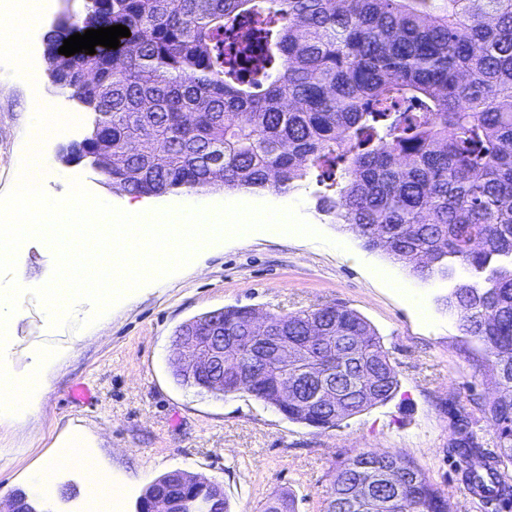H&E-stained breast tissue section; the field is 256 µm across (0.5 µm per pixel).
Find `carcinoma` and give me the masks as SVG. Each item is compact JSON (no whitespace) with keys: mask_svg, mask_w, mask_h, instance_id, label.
<instances>
[{"mask_svg":"<svg viewBox=\"0 0 512 512\" xmlns=\"http://www.w3.org/2000/svg\"><path fill=\"white\" fill-rule=\"evenodd\" d=\"M122 24L130 36L95 54L63 40ZM60 93L93 114L95 135L70 145L118 160L102 175L130 194L221 189L288 194L309 174L319 212L421 279L432 258L478 275L454 299L459 330L498 376L478 402L495 430L497 468L461 435L472 482L512 464V0H88L47 38ZM87 73L90 82L76 79ZM267 317L299 349L329 337L292 372L336 379L343 411L330 427L391 399L398 380L370 323L345 306ZM255 309L224 308L225 355L253 370L250 395L280 410L283 373L253 369L242 339ZM285 418L315 426L297 401ZM334 468L325 512H444L416 466L359 452ZM401 472L387 504L358 485Z\"/></svg>","mask_w":512,"mask_h":512,"instance_id":"carcinoma-1","label":"carcinoma"}]
</instances>
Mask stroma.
I'll list each match as a JSON object with an SVG mask.
<instances>
[{
    "label": "stroma",
    "mask_w": 512,
    "mask_h": 512,
    "mask_svg": "<svg viewBox=\"0 0 512 512\" xmlns=\"http://www.w3.org/2000/svg\"><path fill=\"white\" fill-rule=\"evenodd\" d=\"M54 4L53 13L26 23L25 65L0 51V194L19 179L31 136L30 101L38 93L79 119L46 142L44 190L50 197H64L77 178L123 210L134 201L151 210L295 204L320 235L256 230L225 236L80 330L74 324L88 318L92 305L70 303V322L52 326L33 290L49 281L55 254L42 241L23 243L15 270L23 292L18 318L7 323L5 362L15 375L37 376L42 399L25 418L0 422V500L28 490L30 473L46 458L77 445L119 482L116 512H136L145 489L174 470L218 485L230 512H265L281 494L294 498L296 512H324L333 467L374 451L413 462L445 497L448 512H495L456 481L465 469L457 446L462 429L475 432L483 453L497 451L496 434L473 402L474 395L494 391L495 378L483 346L462 336L441 304L448 281H421L318 214L319 188L311 176L286 195L183 190L136 198L89 164L67 162L69 146L87 136L92 116L50 83L44 35L55 16L85 14L87 0ZM334 304L355 310L375 328L399 380L393 398L334 427L293 423L249 394L202 393L172 377V339L188 320L224 306L289 315ZM45 348L55 350L56 362L44 371L39 352ZM78 383L90 390V400L70 398ZM85 484L81 469H57L47 496L54 512H88Z\"/></svg>",
    "instance_id": "35a3bbf8"
}]
</instances>
